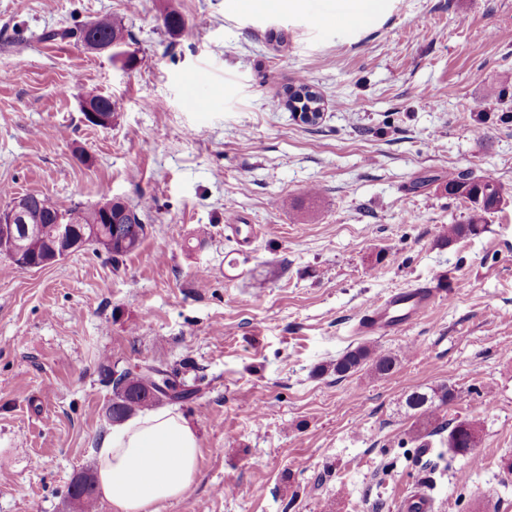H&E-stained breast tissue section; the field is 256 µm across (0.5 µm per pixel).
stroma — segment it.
<instances>
[{"instance_id": "obj_1", "label": "stroma", "mask_w": 512, "mask_h": 512, "mask_svg": "<svg viewBox=\"0 0 512 512\" xmlns=\"http://www.w3.org/2000/svg\"><path fill=\"white\" fill-rule=\"evenodd\" d=\"M337 2L0 0V187L65 208L107 194L149 227L117 266L0 255V512H74L112 371L145 364L200 388L177 407L198 473L161 512H395L422 486L436 512H512V0H383L361 27ZM103 15L133 66L46 37ZM302 82L313 126L282 105ZM90 93L110 127L86 122ZM460 172L504 202L448 244L471 213L448 193ZM431 280L457 289L404 331L356 334ZM363 345L396 366L336 376ZM443 385L440 431L413 440L406 395ZM464 419L476 445L452 461ZM84 101H87V102H90L92 103L93 107H91L90 104H86V106L84 107L83 111V114L85 116V120L89 123V124H94V125H97V126H111L112 124V114L114 112H112V99L110 97H107V96H102V95H91L89 94L87 96V98H85ZM98 110H105L107 111V113L109 114V116L111 117V123H110V117L105 114L106 112H98L96 109ZM475 425L473 422L464 420L450 426L448 423V458L454 460L456 457H465L471 454L475 442Z\"/></svg>"}]
</instances>
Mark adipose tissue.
<instances>
[{"instance_id":"ef3b65f1","label":"adipose tissue","mask_w":512,"mask_h":512,"mask_svg":"<svg viewBox=\"0 0 512 512\" xmlns=\"http://www.w3.org/2000/svg\"><path fill=\"white\" fill-rule=\"evenodd\" d=\"M195 428L180 414L154 408L106 433L97 451V485L112 512H159L181 498L197 474Z\"/></svg>"}]
</instances>
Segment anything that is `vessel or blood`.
I'll return each instance as SVG.
<instances>
[{"label":"vessel or blood","mask_w":512,"mask_h":512,"mask_svg":"<svg viewBox=\"0 0 512 512\" xmlns=\"http://www.w3.org/2000/svg\"><path fill=\"white\" fill-rule=\"evenodd\" d=\"M445 292V286L437 281L395 292L365 310L357 332L373 336L407 328L421 319ZM434 508L432 497L419 489L402 497L398 506L399 512H434Z\"/></svg>","instance_id":"b4317fda"}]
</instances>
